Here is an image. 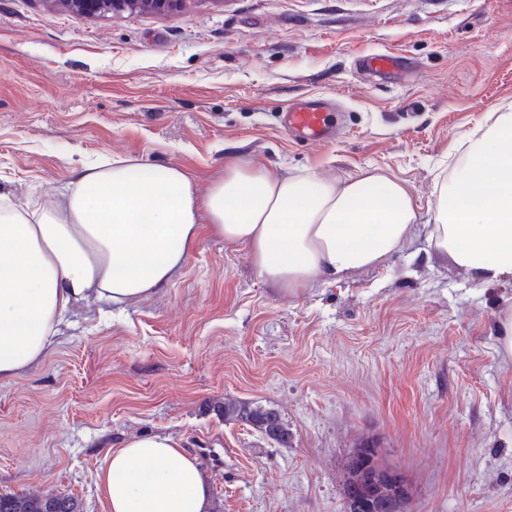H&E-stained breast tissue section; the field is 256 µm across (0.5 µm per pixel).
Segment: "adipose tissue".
Here are the masks:
<instances>
[{
	"label": "adipose tissue",
	"mask_w": 512,
	"mask_h": 512,
	"mask_svg": "<svg viewBox=\"0 0 512 512\" xmlns=\"http://www.w3.org/2000/svg\"><path fill=\"white\" fill-rule=\"evenodd\" d=\"M435 185L426 253L481 285L512 279V107L458 145ZM48 205L0 203V381L36 367L66 313L88 299L121 312L185 266L202 229L245 248L261 278L292 293L379 267L412 240L407 185L366 172L344 182L275 175L248 162L199 196L182 168L84 162ZM107 512H209L210 491L179 439L145 434L107 449Z\"/></svg>",
	"instance_id": "obj_1"
}]
</instances>
